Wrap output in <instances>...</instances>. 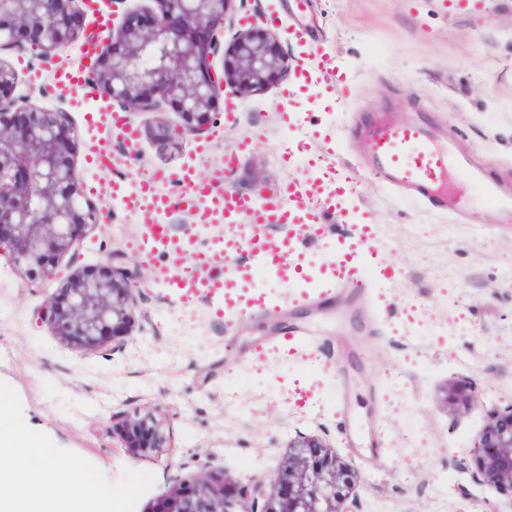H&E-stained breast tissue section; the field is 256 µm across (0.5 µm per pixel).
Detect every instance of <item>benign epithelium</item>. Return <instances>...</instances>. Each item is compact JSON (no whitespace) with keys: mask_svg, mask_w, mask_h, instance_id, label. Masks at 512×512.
<instances>
[{"mask_svg":"<svg viewBox=\"0 0 512 512\" xmlns=\"http://www.w3.org/2000/svg\"><path fill=\"white\" fill-rule=\"evenodd\" d=\"M77 0H0V48L38 50L48 62L85 37L88 24ZM157 9L130 11L102 46L91 82L132 112L152 113L160 102L182 123L157 122L155 138L179 148L203 130L219 102L221 84L244 95L263 91L289 68V57L260 29L238 34L228 63L217 74L212 57L219 29L234 0H154ZM17 73L0 60V250L31 279L54 275L52 261L76 248L87 228L100 223L96 205L84 199L74 174L78 135L66 113L24 103L15 96ZM136 272L120 254L101 270L76 272L46 302L39 319L55 335L81 349L128 335L139 313L131 279ZM124 447L161 448L160 423L150 412L112 425ZM478 477L512 498V407L488 417L475 452ZM357 475L317 437L289 445L268 496L263 483L236 487L224 473L204 470L160 495L152 512H350L346 502Z\"/></svg>","mask_w":512,"mask_h":512,"instance_id":"obj_1","label":"benign epithelium"}]
</instances>
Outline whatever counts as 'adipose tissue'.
I'll return each instance as SVG.
<instances>
[{
	"label": "adipose tissue",
	"mask_w": 512,
	"mask_h": 512,
	"mask_svg": "<svg viewBox=\"0 0 512 512\" xmlns=\"http://www.w3.org/2000/svg\"><path fill=\"white\" fill-rule=\"evenodd\" d=\"M95 487L65 478L21 425L0 418V512H88Z\"/></svg>",
	"instance_id": "adipose-tissue-1"
}]
</instances>
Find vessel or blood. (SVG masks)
Segmentation results:
<instances>
[{
  "label": "vessel or blood",
  "mask_w": 512,
  "mask_h": 512,
  "mask_svg": "<svg viewBox=\"0 0 512 512\" xmlns=\"http://www.w3.org/2000/svg\"><path fill=\"white\" fill-rule=\"evenodd\" d=\"M98 50L97 39L84 45L80 56L60 74L64 89L82 87ZM304 88L319 89L329 102H339L345 93V77L334 57L318 54L314 66L301 72ZM90 124L114 132L128 145H135L136 130L122 113L106 110L93 113ZM365 149L370 157V171L388 186L405 193L409 198L431 208H445L451 179L478 180L479 175L465 162H451L447 148L436 144L429 133L419 126L392 120H380L367 130ZM179 193H163L157 181L116 182L112 197L121 198L125 206L138 214L144 225L138 251L154 269L156 281L167 286L179 299L220 297L225 309H233L245 300V284L258 273L269 272L285 285L303 275V266L293 235L274 236L272 226L289 225L303 229L324 223L326 218L347 224L350 180L344 174L320 176L311 171L301 178L285 183L278 199L265 205H255L250 196L223 188L222 172L209 179L197 177L194 171L184 170L177 177ZM461 213L473 214L477 207L506 209L512 200L502 197L490 184L483 185L479 198L458 196L454 201ZM172 208L192 213L199 227L225 224L223 237L200 249L192 236L173 234L170 225L158 223L159 214ZM247 216L254 232L241 237L235 232L240 216ZM235 262L233 275L207 279L182 273L186 261L207 264L215 258Z\"/></svg>",
  "instance_id": "b4317fda"
}]
</instances>
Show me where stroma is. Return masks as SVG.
I'll return each instance as SVG.
<instances>
[{
  "label": "stroma",
  "instance_id": "1",
  "mask_svg": "<svg viewBox=\"0 0 512 512\" xmlns=\"http://www.w3.org/2000/svg\"><path fill=\"white\" fill-rule=\"evenodd\" d=\"M234 0L220 37L229 47L248 25L261 27L288 55L290 69L266 90L244 96L233 119L217 111L221 130L206 154L197 135L180 150L163 148L156 122L179 123L169 104L131 112L138 151L103 138L104 165L79 151L74 170L86 198L94 186L183 168L205 178L224 170L225 187L258 203L275 199L310 159L340 164L351 177L354 224L371 219L356 283L325 285L324 270L340 245L324 231L304 254L293 285L261 274L251 292L263 305L225 311L220 299L184 305L167 288H140L141 317L129 336L93 350L68 345L37 312L68 275L98 269L122 254L151 275L137 251L143 226L121 200H109L103 224L56 263L58 275L29 281L0 251V413L50 448L70 478L93 481L91 512H150L174 481L201 470L228 481H260L273 491L280 463L297 436L321 438L357 472L351 512H512V501L481 481L473 462L487 417L512 406V221L483 208L472 223L432 212L366 170L352 137L357 124L383 112L425 127L455 154L480 164L487 179L512 193V0ZM278 15L271 23L269 15ZM312 19L321 52L335 57L349 98L327 111L300 78L308 50L291 32ZM17 74V97L66 112L80 142L93 131L97 91L56 87L57 64L5 48ZM291 90L299 127L329 140L312 143L295 168L280 156L289 136L278 120L280 95ZM247 150H240V143ZM391 267V277L382 268ZM303 341H289L293 328ZM472 386L469 408L447 402L456 383ZM152 412L164 447L124 448L112 420Z\"/></svg>",
  "mask_w": 512,
  "mask_h": 512
}]
</instances>
